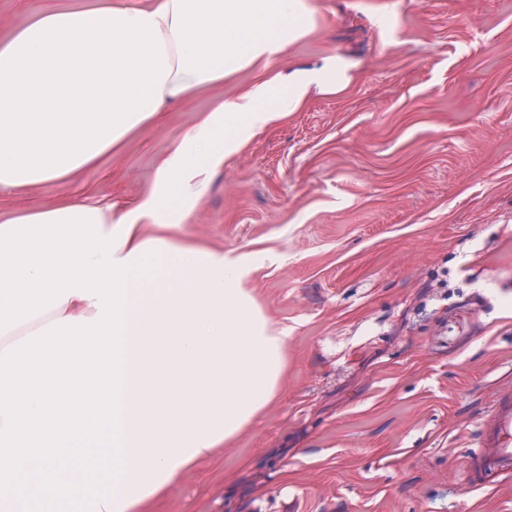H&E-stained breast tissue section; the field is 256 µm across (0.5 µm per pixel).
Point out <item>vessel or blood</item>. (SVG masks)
<instances>
[{"instance_id":"vessel-or-blood-1","label":"vessel or blood","mask_w":512,"mask_h":512,"mask_svg":"<svg viewBox=\"0 0 512 512\" xmlns=\"http://www.w3.org/2000/svg\"><path fill=\"white\" fill-rule=\"evenodd\" d=\"M478 480L472 487H490L493 479L512 472V392L496 397L490 406V421L477 434Z\"/></svg>"}]
</instances>
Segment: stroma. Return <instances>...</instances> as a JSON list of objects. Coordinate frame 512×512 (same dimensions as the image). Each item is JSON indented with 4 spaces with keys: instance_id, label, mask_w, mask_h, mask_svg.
<instances>
[{
    "instance_id": "obj_1",
    "label": "stroma",
    "mask_w": 512,
    "mask_h": 512,
    "mask_svg": "<svg viewBox=\"0 0 512 512\" xmlns=\"http://www.w3.org/2000/svg\"><path fill=\"white\" fill-rule=\"evenodd\" d=\"M269 73L333 55L352 81L228 159L184 236L242 257L287 326V379L233 444L141 512H512L472 491L475 431L512 390V0H309ZM165 108L11 209L133 206L214 97Z\"/></svg>"
}]
</instances>
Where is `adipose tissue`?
I'll return each instance as SVG.
<instances>
[{
    "mask_svg": "<svg viewBox=\"0 0 512 512\" xmlns=\"http://www.w3.org/2000/svg\"><path fill=\"white\" fill-rule=\"evenodd\" d=\"M315 27L308 0H89L36 9L0 34V196L64 180L111 157L165 106L244 69L259 77L214 99L159 160L135 206L73 200L107 235L132 218L116 258L163 249V268L127 281L123 454L114 500L83 512H138L212 458L274 399L288 328L259 310L241 258L185 238L224 163L259 132L299 111L312 91L350 83L335 57L288 77L271 61ZM92 299L0 334V348L65 316H95Z\"/></svg>",
    "mask_w": 512,
    "mask_h": 512,
    "instance_id": "1",
    "label": "adipose tissue"
}]
</instances>
